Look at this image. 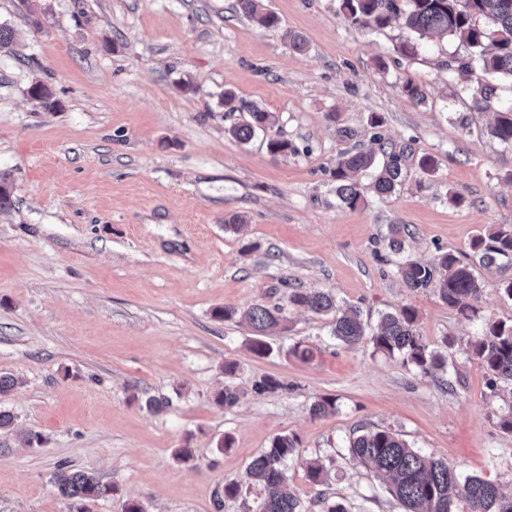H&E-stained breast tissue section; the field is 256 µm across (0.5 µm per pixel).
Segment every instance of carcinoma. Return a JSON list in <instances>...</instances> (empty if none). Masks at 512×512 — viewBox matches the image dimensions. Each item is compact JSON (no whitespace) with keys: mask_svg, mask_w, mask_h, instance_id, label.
I'll list each match as a JSON object with an SVG mask.
<instances>
[{"mask_svg":"<svg viewBox=\"0 0 512 512\" xmlns=\"http://www.w3.org/2000/svg\"><path fill=\"white\" fill-rule=\"evenodd\" d=\"M241 11L268 29L280 28L272 12L260 11V0H238ZM340 10L350 24L382 29L396 18H404L410 32L400 43L399 51L413 57L419 41L428 35L458 42L463 51L448 57V71L469 75L476 68L497 77L498 83H485L481 94H470L471 107L477 112L496 114L488 129L491 137L512 147V0H340ZM29 95L54 110L58 102L42 83L31 85ZM222 101L230 112L246 114L245 120L231 128V135L241 142L255 132L272 128L273 115L259 106L224 91ZM404 152L390 150L382 165L376 155L361 149L346 153L336 165V194L340 201L355 208L363 197L358 176L372 170V188L376 195L392 194L400 185ZM471 249L479 263L497 261L512 265V225L499 224L472 242ZM397 273L411 291L430 289L465 319L477 315L474 302L481 296V283L472 265L451 252L432 262L407 259ZM288 304L305 307L317 314L333 315V335L345 345L367 343L388 356H398L418 372L435 375L447 364V355L431 350L416 329L417 312L404 306L395 313L380 317L376 331L369 333L355 308L342 309L326 292L307 293L297 288L288 294ZM246 319L258 338L252 351L263 356L269 346L262 339L267 330L284 321L282 308L262 304L252 306ZM466 352L474 356L490 375V388L512 386V323L486 321L480 332L469 338ZM350 456L370 465L388 480V491L405 508V512H454L455 502L465 504L467 512H512V495L477 476H462L447 460L412 448L398 434L388 429L364 432L349 440ZM297 455V440L289 435L275 438L264 453L248 467L249 478L262 487L259 512H303L300 500L286 489L285 467ZM58 493L68 501L72 512H88L89 504L112 494L114 487L94 473L60 465L53 473Z\"/></svg>","mask_w":512,"mask_h":512,"instance_id":"carcinoma-1","label":"carcinoma"}]
</instances>
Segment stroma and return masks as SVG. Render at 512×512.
<instances>
[{
  "mask_svg": "<svg viewBox=\"0 0 512 512\" xmlns=\"http://www.w3.org/2000/svg\"><path fill=\"white\" fill-rule=\"evenodd\" d=\"M236 4L34 0V24L18 0H0V24L14 31L0 52V175L13 188L0 210V374L21 380L0 395L14 416L0 433V512H69L52 482L62 464L115 486L90 512L133 501L145 512H255L263 492L247 466L281 435L299 440L287 475L304 512L327 501L404 512L348 454L350 437L378 428L512 494V433L498 425L512 392L490 390L464 347L480 319L512 321L501 290L512 267L475 265L480 318L468 321L433 292L405 288L388 247L391 225L405 224L413 258L451 252L472 263L476 237L512 224V148L488 136L492 113L471 109L476 76L449 72L454 42L426 39L416 56L401 55L402 21L357 28L338 0H263L276 31ZM297 34L301 53L289 44ZM409 78L424 102L403 94ZM37 81L56 110L29 96ZM228 89L274 113L272 133L292 151L271 154L263 133L233 138L243 116L221 104ZM356 146L402 148L407 159L400 191L367 193L351 209L336 197L335 170ZM425 156L433 172L420 167ZM233 214L241 230L225 228ZM295 288L332 292L372 326L414 307L419 335L446 350L447 368L424 376L370 344H340L330 317L289 306ZM255 304L287 318L262 357L240 317ZM225 307L236 318H215ZM298 343L309 361L293 355ZM264 376L284 389L256 392ZM228 381L240 400L223 408L215 397ZM153 396L168 399L163 412L145 408ZM324 398L334 411L312 415ZM22 432L42 444L25 446ZM184 447L192 459L178 457ZM315 459L326 486L307 478ZM230 482L242 494L216 510Z\"/></svg>",
  "mask_w": 512,
  "mask_h": 512,
  "instance_id": "1",
  "label": "stroma"
}]
</instances>
